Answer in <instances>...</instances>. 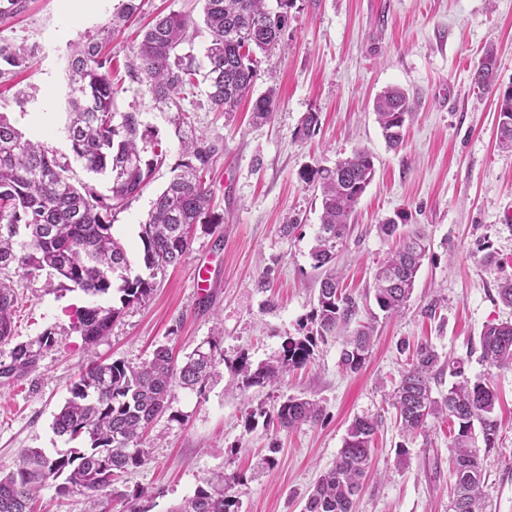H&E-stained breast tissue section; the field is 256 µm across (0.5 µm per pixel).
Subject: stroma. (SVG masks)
<instances>
[{"instance_id":"35a3bbf8","label":"stroma","mask_w":512,"mask_h":512,"mask_svg":"<svg viewBox=\"0 0 512 512\" xmlns=\"http://www.w3.org/2000/svg\"><path fill=\"white\" fill-rule=\"evenodd\" d=\"M118 0H26L0 20V43L25 47L27 67L0 82V113L26 136L44 141L70 163L74 182L88 180L73 161L64 133V56L70 43L94 37ZM200 17L201 0H144L139 22L112 43V82L120 112L140 113L168 151L142 194L117 214L112 232L126 246L133 273H144L140 225L172 177L180 156L175 118L188 110L195 133L218 144L205 180L213 205L196 225L180 263L156 277L143 302L122 306L119 293L90 300L79 291L50 290L45 276L9 270L18 302L15 339L54 343L38 351L35 368L0 377V467L40 448L56 454L80 447L58 436L53 417L80 372L95 361L132 366L156 345L183 358L198 344L219 339L224 360L199 391L175 388L166 414L151 427L146 464L129 473L112 512H125L127 494L149 493L150 512H170L213 476L246 474L234 487L240 512H302L303 498L340 451L355 417H378L372 470L354 512H448L453 478L448 464L452 425L432 421L427 436L403 435L385 397L399 383L406 357L401 341H429L440 356L463 358L470 380L497 394L495 448L482 452L488 493L485 512H512V371L480 358L479 336L491 323L512 321L497 295L512 277V149L497 141V97L512 88V0H296L281 50L261 57L256 93L276 86L279 105L256 125L249 107L227 116L213 111L204 92L175 108L155 100L149 84L127 68L131 46L159 11ZM80 13L69 27L67 16ZM497 56L492 89L473 74L484 51ZM404 89L413 106L402 147H387L372 104L384 88ZM317 113L312 139L295 133ZM374 156L375 176L362 196L336 265L357 302V321L375 326L361 369L340 364L342 336L318 343L308 364L277 387H237L239 356L272 358L287 338L301 335L321 277L309 256L321 214L319 189L301 172L331 166L354 149ZM420 233L428 253L402 314L386 316L370 293L375 269L394 246L378 224L397 213ZM294 224L292 234L282 225ZM494 254L499 265L484 262ZM207 268L212 286L199 293L194 278ZM118 308L109 334L87 346L72 328L76 308ZM305 393L324 413L291 430L266 426L259 413L281 397ZM276 448L273 468L255 471Z\"/></svg>"}]
</instances>
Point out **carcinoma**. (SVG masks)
I'll return each instance as SVG.
<instances>
[{
	"instance_id": "1",
	"label": "carcinoma",
	"mask_w": 512,
	"mask_h": 512,
	"mask_svg": "<svg viewBox=\"0 0 512 512\" xmlns=\"http://www.w3.org/2000/svg\"><path fill=\"white\" fill-rule=\"evenodd\" d=\"M294 4L295 0H204L200 22L175 12L159 15L132 49L128 67L149 83L155 100L176 107L180 129L191 127L180 102L194 95L201 83L211 109L235 112L253 91L254 53L270 54L280 48ZM141 9L142 0H121L97 37L72 45L67 57L65 130L71 151L87 172L105 177V189L73 183L68 163L60 162L53 150L25 137L0 115V270L15 267L31 275L46 271L64 280L68 290L93 298L115 290L128 305L150 296L157 272L180 261L195 226L209 216L212 191L202 174L217 148L202 135L186 134L173 167L175 175L141 224L142 261L149 276H131L126 250L112 234V220L149 185L167 151L143 124L140 113L116 111L113 58L106 46ZM202 27L208 41L199 61L182 52V46ZM24 63V49L0 45V76ZM495 63L494 50H486L473 76L479 88L491 87ZM277 105V89L267 88L254 101L255 120H270ZM373 111L388 145L399 147L402 129L412 116L404 91L397 86L386 88L375 98ZM497 131L500 144L512 148V89L498 95ZM374 173L373 155L365 148L354 150L333 168L310 167L301 173L305 182L318 186L321 195L320 224L310 257L313 267L324 269V274L317 303L306 317L311 328L287 339L269 361L255 366L248 358H239L235 374L242 386L277 385L289 371L310 360L320 340L356 315V302L340 288L336 257ZM403 227L402 215L378 225L384 236L398 239L374 276L375 303L388 314L407 306L427 256L424 239ZM16 304L14 288L0 280V345L12 344ZM119 314L113 307H80L73 329L85 343L94 345L107 335ZM372 341V325H358L343 344L342 367L359 370ZM219 350L218 340L211 339L179 365L164 345L139 367L121 361L89 365L73 383L71 397L52 424L57 435L71 440L82 437L86 446L56 455L24 451L13 467L0 470V512H35L39 492L48 486L60 496L84 495L87 512H112V499L125 497L117 484L147 462L143 441L153 420L169 409L174 385L190 390L203 387L214 374ZM480 350L491 366L511 371L512 322L486 326ZM36 357L32 344H13L10 363L0 364V374H23L34 367ZM446 373L455 381L447 393L433 396L432 385L441 383ZM390 400L406 436L426 434L430 418L453 423L451 512H481L485 491L477 438H482L484 447H495L499 424L494 391L481 381L469 380L463 359L443 361L432 345L423 344ZM322 416L323 406L305 394L287 397L275 414L283 429L316 423ZM377 423L371 416L354 419L334 465L309 491L303 512H352L372 464ZM170 512H239V500L224 489V479L208 480Z\"/></svg>"
}]
</instances>
